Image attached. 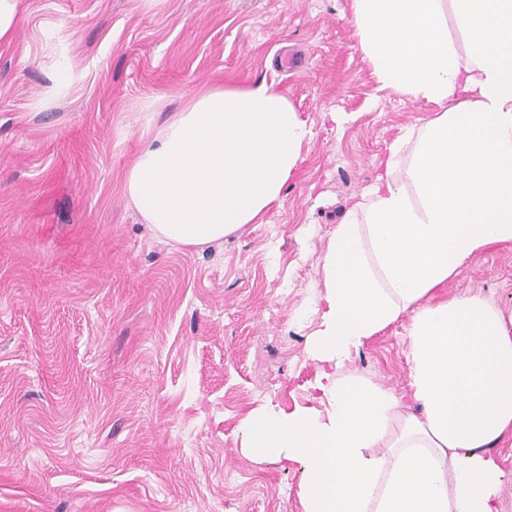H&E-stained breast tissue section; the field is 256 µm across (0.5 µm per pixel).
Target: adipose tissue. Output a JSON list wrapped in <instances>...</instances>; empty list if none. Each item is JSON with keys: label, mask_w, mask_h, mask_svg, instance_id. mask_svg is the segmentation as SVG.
I'll return each instance as SVG.
<instances>
[{"label": "adipose tissue", "mask_w": 512, "mask_h": 512, "mask_svg": "<svg viewBox=\"0 0 512 512\" xmlns=\"http://www.w3.org/2000/svg\"><path fill=\"white\" fill-rule=\"evenodd\" d=\"M352 16L382 85L439 111L399 129L337 224L307 353L342 364L409 316L408 393L335 374L318 385L324 410L245 418L241 451L299 464L304 512H499L491 450L512 430V314L435 292L512 244V0H352ZM310 137L274 85L211 87L142 147L124 192L156 236L208 246L281 204Z\"/></svg>", "instance_id": "ef3b65f1"}]
</instances>
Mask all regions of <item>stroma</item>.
Returning a JSON list of instances; mask_svg holds the SVG:
<instances>
[{"label": "stroma", "instance_id": "obj_1", "mask_svg": "<svg viewBox=\"0 0 512 512\" xmlns=\"http://www.w3.org/2000/svg\"><path fill=\"white\" fill-rule=\"evenodd\" d=\"M352 0H21L0 43V512H303L301 468L240 451L321 408V258L399 128ZM266 81L311 127L280 206L223 242L156 237L123 179L199 91ZM512 313V246L441 288ZM407 320L344 369L404 391Z\"/></svg>", "mask_w": 512, "mask_h": 512}]
</instances>
